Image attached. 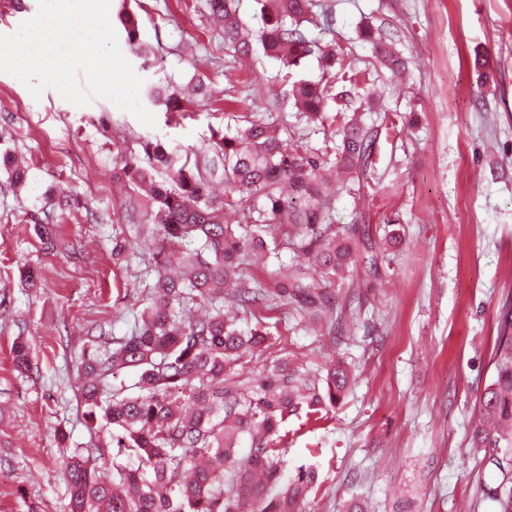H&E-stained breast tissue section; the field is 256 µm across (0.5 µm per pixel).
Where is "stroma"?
I'll use <instances>...</instances> for the list:
<instances>
[{
    "mask_svg": "<svg viewBox=\"0 0 512 512\" xmlns=\"http://www.w3.org/2000/svg\"><path fill=\"white\" fill-rule=\"evenodd\" d=\"M331 31L321 43L370 70L399 115L380 136L379 184L362 197H337L333 217L374 224L380 269L348 288L336 310L340 339L317 333L308 310L267 312L273 349L233 365L253 377L283 357L303 371L343 363L355 376L325 421L290 417L280 453L288 476L316 473L300 512H392L394 491H414L416 512H466L479 504L485 467L469 449L476 398L494 374L492 350L504 302L512 301V0H330ZM109 18L119 47L144 86L177 87L204 76L227 86L224 54L202 0H139L137 56ZM388 35L382 64L360 37ZM276 61L254 63L239 97L268 116ZM155 127L105 98L77 107L54 89L33 97L0 73V149L24 156L23 187L0 170V512H67L64 456L108 441L88 430L78 400L80 357L90 337L128 335L144 307L136 286L157 237L112 254V141L149 138L199 147L231 122L223 104L200 103L182 116L154 108ZM54 193L56 248L45 253L32 218ZM30 347L28 371H15L16 342Z\"/></svg>",
    "mask_w": 512,
    "mask_h": 512,
    "instance_id": "stroma-1",
    "label": "stroma"
}]
</instances>
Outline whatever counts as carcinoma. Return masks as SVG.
Returning <instances> with one entry per match:
<instances>
[{
	"mask_svg": "<svg viewBox=\"0 0 512 512\" xmlns=\"http://www.w3.org/2000/svg\"><path fill=\"white\" fill-rule=\"evenodd\" d=\"M251 18L240 0H204L208 16L221 23L224 55L236 65L258 53L290 71L317 54L332 77L294 82L288 98L273 94L272 107L292 101L295 118L316 132L325 129L328 103L336 106L323 146L288 138L287 117L270 121L240 110L224 91V110L236 113L235 129L211 135L198 149L168 147L145 140L142 154L118 148L112 178L128 186L123 222L144 230L152 224L168 244L194 239L173 277L152 254L145 278L148 304L130 334L112 337V346L91 343L84 353L80 399L93 429L109 430V447L87 448L63 465L68 512H299L297 504L314 472L283 482L277 444L289 417L305 413L320 422L351 387V371L327 369L325 391L311 372L276 359L259 376L239 381L232 364L261 347L268 336L243 329L224 314L225 303L254 319L272 307H288L298 293L328 335L342 334L336 321V289L351 285L359 268L375 264L366 224L335 223L336 196L362 187L376 174L378 130L366 113L384 112L380 96L360 94L359 73L342 67L336 45L311 37L307 23L333 24L329 5L314 0H255ZM128 42L144 54L137 14H120ZM185 95L169 83L150 86L149 104L167 112H187L194 96H207L199 76ZM288 225L286 238L273 229ZM51 252L55 227L34 222ZM284 246L288 265L245 277L258 252ZM494 375L474 411L470 447L483 453L491 472L481 502L488 512H512V304L502 305L492 359ZM132 373L134 384L123 377ZM249 454L239 456L243 437Z\"/></svg>",
	"mask_w": 512,
	"mask_h": 512,
	"instance_id": "1",
	"label": "carcinoma"
}]
</instances>
